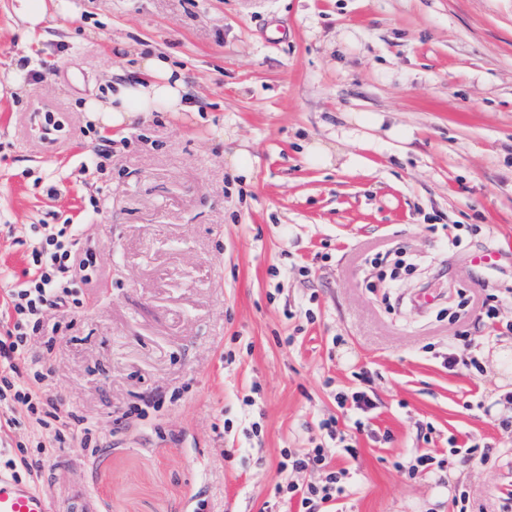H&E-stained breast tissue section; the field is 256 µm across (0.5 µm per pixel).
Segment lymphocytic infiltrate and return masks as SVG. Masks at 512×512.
I'll use <instances>...</instances> for the list:
<instances>
[{
  "label": "lymphocytic infiltrate",
  "mask_w": 512,
  "mask_h": 512,
  "mask_svg": "<svg viewBox=\"0 0 512 512\" xmlns=\"http://www.w3.org/2000/svg\"><path fill=\"white\" fill-rule=\"evenodd\" d=\"M36 244L29 254V278L11 285L6 330L0 336V404L24 414L38 438L50 439L57 447L78 441L84 448H107L111 442L97 435L84 417L65 407L51 395L47 378L49 369L29 359L32 340L44 332V315L53 310L70 314L81 301L76 288L94 281L95 262L84 252L79 224L52 228L48 224L33 227ZM28 367L29 379L21 383L17 374ZM285 465L303 473L319 472L318 481L308 484L291 482L278 485V496L297 499L299 512H336L337 500L346 488L345 471L330 468L323 448L285 450Z\"/></svg>",
  "instance_id": "lymphocytic-infiltrate-1"
}]
</instances>
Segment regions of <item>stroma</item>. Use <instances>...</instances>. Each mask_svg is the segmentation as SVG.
Returning a JSON list of instances; mask_svg holds the SVG:
<instances>
[{"mask_svg":"<svg viewBox=\"0 0 512 512\" xmlns=\"http://www.w3.org/2000/svg\"><path fill=\"white\" fill-rule=\"evenodd\" d=\"M71 2L29 39L0 0V68L31 65L0 100V268L27 280L32 225L80 224L100 272L79 314L44 322L53 394L112 445L45 457L51 504L298 512L274 488L314 476L281 451L320 445L332 417L357 448L325 450L347 472L338 512H452L460 489L497 512L512 490V0ZM122 40L167 55L199 111L94 128L82 103L132 67ZM342 135L363 168L306 161L303 141ZM484 249L499 271L472 266ZM360 372L378 403L366 431L334 400ZM474 444L496 465L402 469Z\"/></svg>","mask_w":512,"mask_h":512,"instance_id":"obj_1","label":"stroma"}]
</instances>
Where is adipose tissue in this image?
<instances>
[{
  "label": "adipose tissue",
  "instance_id": "ef3b65f1",
  "mask_svg": "<svg viewBox=\"0 0 512 512\" xmlns=\"http://www.w3.org/2000/svg\"><path fill=\"white\" fill-rule=\"evenodd\" d=\"M14 12L25 33L33 36L50 20L71 16L72 4L70 0H16ZM192 109L182 73L159 53L141 57L136 76L113 80L105 99L91 98L83 105L88 120L103 129L128 126L155 112Z\"/></svg>",
  "mask_w": 512,
  "mask_h": 512
}]
</instances>
